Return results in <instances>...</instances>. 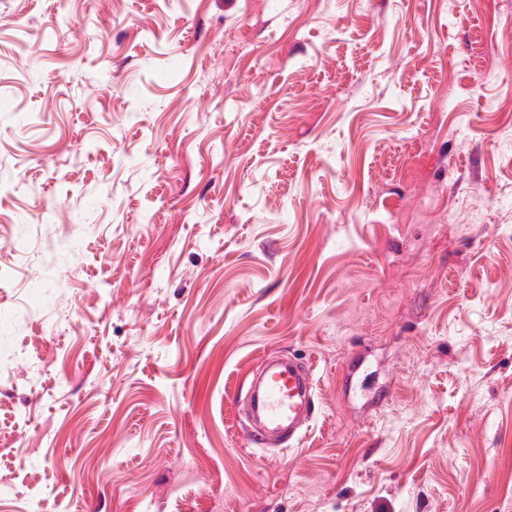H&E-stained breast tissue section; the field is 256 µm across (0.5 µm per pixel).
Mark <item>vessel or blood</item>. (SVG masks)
Returning a JSON list of instances; mask_svg holds the SVG:
<instances>
[{
  "mask_svg": "<svg viewBox=\"0 0 512 512\" xmlns=\"http://www.w3.org/2000/svg\"><path fill=\"white\" fill-rule=\"evenodd\" d=\"M317 385L312 361L265 357L262 373L246 396L233 398L251 444H299L314 418Z\"/></svg>",
  "mask_w": 512,
  "mask_h": 512,
  "instance_id": "1",
  "label": "vessel or blood"
}]
</instances>
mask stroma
<instances>
[{"label":"stroma","instance_id":"1","mask_svg":"<svg viewBox=\"0 0 512 512\" xmlns=\"http://www.w3.org/2000/svg\"><path fill=\"white\" fill-rule=\"evenodd\" d=\"M510 21L0 0V512H512ZM266 350L284 453L232 425ZM264 367L244 399L233 398L240 422L246 421L250 442L266 448L273 442L294 449L309 429L315 414L317 378L312 361L274 358L263 352Z\"/></svg>","mask_w":512,"mask_h":512}]
</instances>
